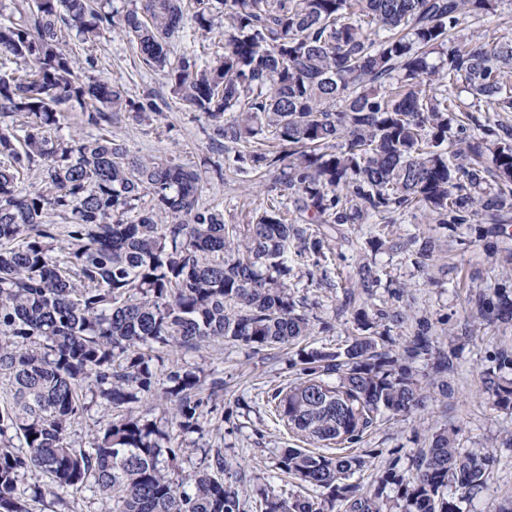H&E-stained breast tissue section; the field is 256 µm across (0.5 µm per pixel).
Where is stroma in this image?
Here are the masks:
<instances>
[{
	"label": "stroma",
	"instance_id": "obj_1",
	"mask_svg": "<svg viewBox=\"0 0 512 512\" xmlns=\"http://www.w3.org/2000/svg\"><path fill=\"white\" fill-rule=\"evenodd\" d=\"M90 52L98 59L96 76L122 83L132 99L152 93L166 102L153 121L140 123L125 112L113 125L114 138L132 153L166 156L195 166L223 162V155L209 148L210 130L204 119L175 97L162 73L140 66L135 45L121 31H112ZM273 182L270 175L255 183L228 170L223 180L205 181L199 202L220 205L225 223L242 225L249 211L267 200ZM495 231L492 224L444 229L423 214L406 219L394 228V236L419 235L435 242L433 256L422 271L414 257L370 250L367 231L350 228L339 235L316 227V234L324 240L321 253L292 258L294 299L316 322L304 346H344L356 331L358 309H402L406 318L392 327L389 347H401L425 323L435 352L448 356L449 366L443 372L437 371L434 355L416 359L412 371L428 390L425 406L404 419H380L355 447V454L364 456L366 465L353 480L364 489H375L388 468L402 473L409 470L433 434L453 426L460 447L488 448L497 457L486 488L463 502V512H494L512 505V412L495 405L482 379L493 365L495 352L512 349V322L485 324L478 330L472 327L478 296L504 282L506 271L512 269V256L492 247ZM360 260L382 279L374 296L354 286L355 265ZM299 349L255 352L243 345L220 343L184 357V364L203 383L223 379L224 395L216 407L224 421L221 427H208L204 435L186 436L172 474L174 481L203 470L206 449L218 448L233 471L243 476L248 495L241 512H265L260 494L264 487L283 499L300 494L322 503L325 512H343L342 503H329L326 490L312 489L276 467L280 450L295 445L296 440L279 424L267 398L292 380Z\"/></svg>",
	"mask_w": 512,
	"mask_h": 512
}]
</instances>
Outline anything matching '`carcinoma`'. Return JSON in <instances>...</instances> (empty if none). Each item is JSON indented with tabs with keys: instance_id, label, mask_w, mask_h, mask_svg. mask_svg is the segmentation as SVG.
<instances>
[{
	"instance_id": "1",
	"label": "carcinoma",
	"mask_w": 512,
	"mask_h": 512,
	"mask_svg": "<svg viewBox=\"0 0 512 512\" xmlns=\"http://www.w3.org/2000/svg\"><path fill=\"white\" fill-rule=\"evenodd\" d=\"M503 0H220L222 50L197 64L192 45L214 26L211 0H131L124 32L145 69L161 72L201 114L224 163L276 174L277 198L250 211L244 229L199 203L202 172L142 157L112 138L122 112L162 113L149 93L92 74L67 36L91 45L116 26L111 0H25L0 20V512H36L90 491L112 512H240L244 486L221 449L187 482L169 477L182 443L201 435L203 408L224 391L195 371L155 362L216 342L254 350L311 334L293 299L288 252L317 251L310 226L374 224L370 248L416 264L430 238L393 239L384 228L415 211L461 229L512 223V42L464 31ZM190 29L177 63L169 40ZM96 134H59L64 108ZM234 148H229V145ZM33 180L24 192L22 180ZM367 295L380 275L361 263ZM476 318L512 320V296L495 288ZM361 334L344 348H311L296 381L272 395L277 419L308 448H284L278 469L345 502V512H459L487 485L496 456L432 436L412 472L388 469L382 486L347 482L365 460L346 453L384 412L406 417L427 391L411 363L429 354L421 329L394 352L382 336L401 311L355 313ZM483 374L498 407L512 408V350ZM99 397L102 420L75 448L74 425ZM165 399L160 420L131 404ZM265 495L266 512H323L304 496Z\"/></svg>"
}]
</instances>
